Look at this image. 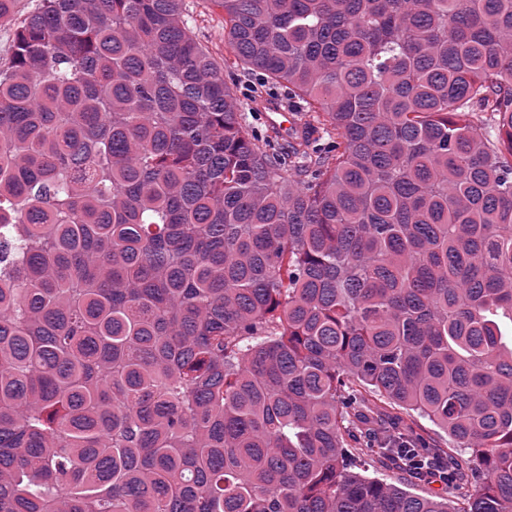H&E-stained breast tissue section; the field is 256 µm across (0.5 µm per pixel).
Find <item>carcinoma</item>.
I'll use <instances>...</instances> for the list:
<instances>
[{"instance_id":"cac0c4a2","label":"carcinoma","mask_w":512,"mask_h":512,"mask_svg":"<svg viewBox=\"0 0 512 512\" xmlns=\"http://www.w3.org/2000/svg\"><path fill=\"white\" fill-rule=\"evenodd\" d=\"M213 2L327 149L184 0H39L0 68V512H512V0ZM187 12L192 17L190 22L193 36L206 47L221 63L226 60L224 74L229 83H234L237 96L241 101L254 95L257 87L255 74L244 73L239 67H233L234 57L230 47L224 41V12L211 0H184ZM233 73L232 79L227 74ZM266 112L267 121L271 127L276 128L288 139V135L301 134L302 129L294 120L288 116V110L283 108V104L276 100H264L260 107ZM264 112H257L253 109L246 113L247 123L253 133L257 136L263 135L269 126L265 120ZM282 119V120H281Z\"/></svg>"}]
</instances>
